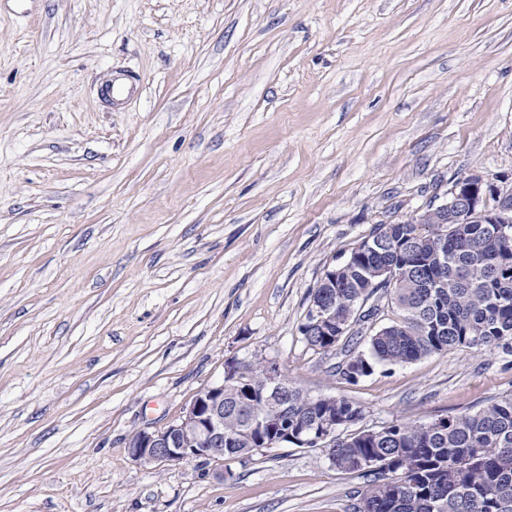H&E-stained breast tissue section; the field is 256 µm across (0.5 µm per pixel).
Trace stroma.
<instances>
[{
	"label": "stroma",
	"instance_id": "35a3bbf8",
	"mask_svg": "<svg viewBox=\"0 0 512 512\" xmlns=\"http://www.w3.org/2000/svg\"><path fill=\"white\" fill-rule=\"evenodd\" d=\"M471 174L512 187V0H0V512H348L323 448L221 478L127 439L234 360L362 429L512 394V353L350 384L299 333L327 270Z\"/></svg>",
	"mask_w": 512,
	"mask_h": 512
}]
</instances>
